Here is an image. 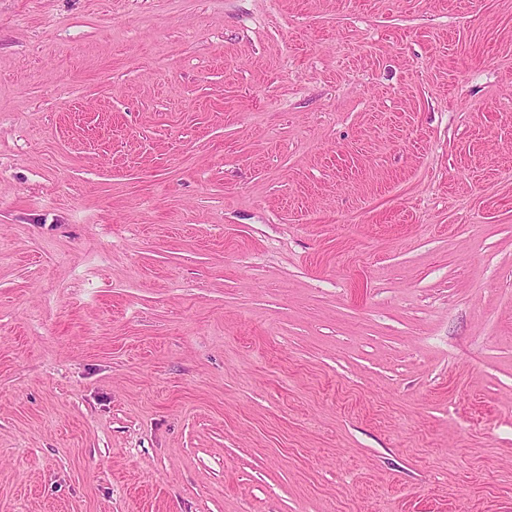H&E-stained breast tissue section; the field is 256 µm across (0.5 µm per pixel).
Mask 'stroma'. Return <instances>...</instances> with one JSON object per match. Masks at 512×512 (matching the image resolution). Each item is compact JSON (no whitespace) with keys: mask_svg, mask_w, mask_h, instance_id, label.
<instances>
[{"mask_svg":"<svg viewBox=\"0 0 512 512\" xmlns=\"http://www.w3.org/2000/svg\"><path fill=\"white\" fill-rule=\"evenodd\" d=\"M0 512H512V0H0Z\"/></svg>","mask_w":512,"mask_h":512,"instance_id":"35a3bbf8","label":"stroma"}]
</instances>
